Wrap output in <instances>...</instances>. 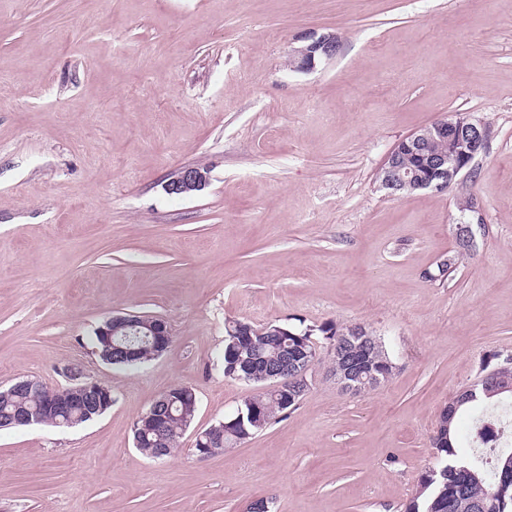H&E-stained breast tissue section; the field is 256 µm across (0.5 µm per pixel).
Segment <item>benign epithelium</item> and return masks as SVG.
Listing matches in <instances>:
<instances>
[{
  "instance_id": "1",
  "label": "benign epithelium",
  "mask_w": 512,
  "mask_h": 512,
  "mask_svg": "<svg viewBox=\"0 0 512 512\" xmlns=\"http://www.w3.org/2000/svg\"><path fill=\"white\" fill-rule=\"evenodd\" d=\"M297 40L303 45L295 48L289 55V66L297 71H310L316 62L321 59H332L336 56L339 41L334 34L317 35L314 32L301 34ZM434 137L448 142V154H430L424 159V166L412 170L402 164V157L408 153L422 150L424 143ZM486 128L483 123L467 117H458L452 120H439L425 126L409 136L401 139L388 153L383 164V180L381 185L390 193H411L416 190L433 189L445 192L455 181L457 176L469 168L477 154L481 153L485 145ZM208 182V171L204 167H185L177 171L165 185L170 195L191 196L205 188ZM119 329H133L144 332L149 337V347L154 356L159 357L168 351L172 344V333L168 322L160 318H148L139 314L114 315L104 322L99 335L105 337L104 343L112 347L113 330L109 325ZM311 352L301 350L292 352L290 360L300 364L301 369L294 374V378L310 387L307 374L312 362ZM71 380L77 382L74 387H64L55 390V393L42 403V411L54 416V424L71 426L73 419L69 417L72 407L80 403L84 412L94 411L103 413L112 406V390L91 380L74 369H67ZM175 398L165 393L161 403H153L142 415V423L135 424L134 432L138 435L156 426L162 428L167 423V414L174 405ZM239 418L231 423L236 425ZM229 423V424H231ZM43 424V418L34 412L21 413L7 420H0V428L14 425L32 426ZM229 424L220 427L215 425L198 433L195 446L202 454L208 456L223 446L225 429Z\"/></svg>"
}]
</instances>
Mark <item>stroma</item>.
Returning a JSON list of instances; mask_svg holds the SVG:
<instances>
[{"label": "stroma", "instance_id": "35a3bbf8", "mask_svg": "<svg viewBox=\"0 0 512 512\" xmlns=\"http://www.w3.org/2000/svg\"><path fill=\"white\" fill-rule=\"evenodd\" d=\"M336 34L311 71L285 60ZM467 117L487 146L447 192L393 195L402 138ZM209 185L178 197L176 170ZM475 198L479 213L459 204ZM476 247L448 276L455 227ZM164 319L168 352L104 362L94 329ZM241 320L364 325L394 363L353 395L322 344L295 410L201 458L254 385L226 378ZM512 355V0H0V387L112 390L73 428L0 430V512H404L448 400ZM195 389L170 456L133 425ZM297 41L304 44L294 48L289 55V66L297 71H310L321 59H332L336 56L339 41L335 34L317 36L314 32L301 34ZM208 171L204 167H185L177 171L165 185L168 194L191 196L205 188Z\"/></svg>", "mask_w": 512, "mask_h": 512}]
</instances>
